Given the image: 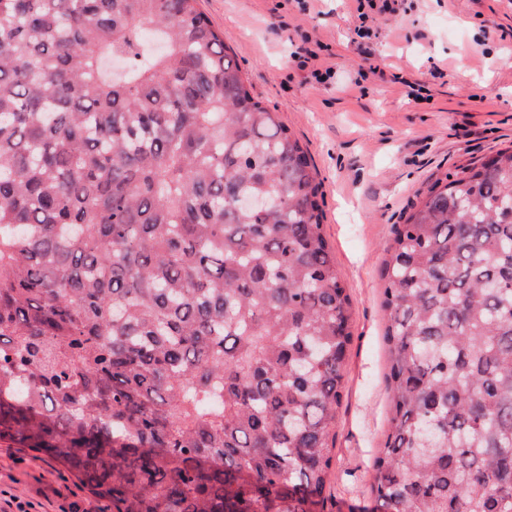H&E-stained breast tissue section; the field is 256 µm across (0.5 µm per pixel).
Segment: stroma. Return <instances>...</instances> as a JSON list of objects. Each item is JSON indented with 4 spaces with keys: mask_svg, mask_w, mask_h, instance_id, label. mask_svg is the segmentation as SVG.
<instances>
[{
    "mask_svg": "<svg viewBox=\"0 0 512 512\" xmlns=\"http://www.w3.org/2000/svg\"><path fill=\"white\" fill-rule=\"evenodd\" d=\"M252 95L306 147L324 232L351 296L330 512H371L387 428L379 267L393 225L435 179L512 145V0H403L354 41L355 0H199ZM320 46L308 69L293 58ZM331 69L329 79L314 70ZM102 512L54 463L0 447V512Z\"/></svg>",
    "mask_w": 512,
    "mask_h": 512,
    "instance_id": "35a3bbf8",
    "label": "stroma"
}]
</instances>
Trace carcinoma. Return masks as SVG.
Instances as JSON below:
<instances>
[{
	"label": "carcinoma",
	"instance_id": "carcinoma-1",
	"mask_svg": "<svg viewBox=\"0 0 512 512\" xmlns=\"http://www.w3.org/2000/svg\"><path fill=\"white\" fill-rule=\"evenodd\" d=\"M320 198L198 0H0V443L106 512H325ZM380 278L373 512H512V147L420 192Z\"/></svg>",
	"mask_w": 512,
	"mask_h": 512
}]
</instances>
